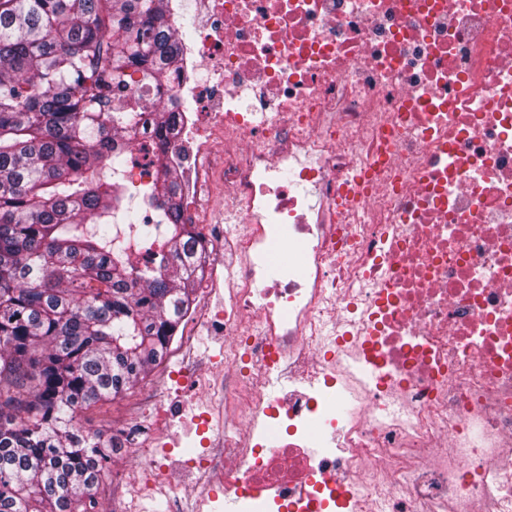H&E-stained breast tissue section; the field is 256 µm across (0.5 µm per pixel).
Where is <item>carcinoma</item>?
Instances as JSON below:
<instances>
[{
    "label": "carcinoma",
    "mask_w": 512,
    "mask_h": 512,
    "mask_svg": "<svg viewBox=\"0 0 512 512\" xmlns=\"http://www.w3.org/2000/svg\"><path fill=\"white\" fill-rule=\"evenodd\" d=\"M188 35L165 0H0V512H99L113 448L78 416L145 377L192 305L167 119L133 92L172 89ZM147 136L155 224L118 180Z\"/></svg>",
    "instance_id": "carcinoma-1"
}]
</instances>
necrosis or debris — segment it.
I'll return each mask as SVG.
<instances>
[{"instance_id": "necrosis-or-debris-1", "label": "necrosis or debris", "mask_w": 512, "mask_h": 512, "mask_svg": "<svg viewBox=\"0 0 512 512\" xmlns=\"http://www.w3.org/2000/svg\"><path fill=\"white\" fill-rule=\"evenodd\" d=\"M168 158L209 262L182 349L234 512H512V0H169ZM230 384L216 382L217 373ZM287 376L291 390L266 393ZM114 432L151 450L161 399ZM223 347V338L219 336H199L197 347L190 356V364L201 367L210 361L211 356L218 355Z\"/></svg>"}]
</instances>
